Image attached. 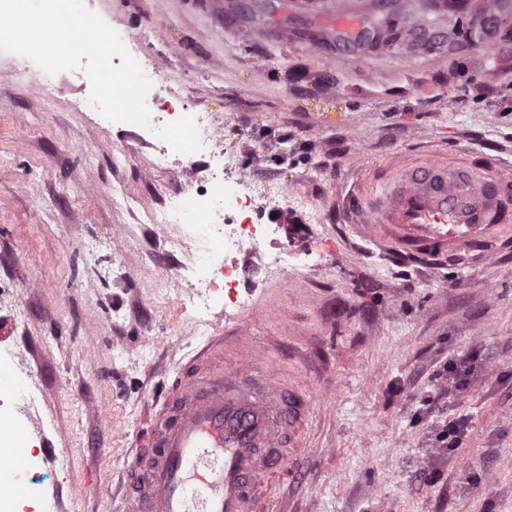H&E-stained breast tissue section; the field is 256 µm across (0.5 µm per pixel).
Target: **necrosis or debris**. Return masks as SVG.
<instances>
[{
    "instance_id": "necrosis-or-debris-1",
    "label": "necrosis or debris",
    "mask_w": 512,
    "mask_h": 512,
    "mask_svg": "<svg viewBox=\"0 0 512 512\" xmlns=\"http://www.w3.org/2000/svg\"><path fill=\"white\" fill-rule=\"evenodd\" d=\"M178 103L174 92L160 87L148 93L150 127L145 135L155 146V163L168 165L180 149L208 157V173L193 194L173 197L159 208L145 204L141 210L146 223L175 227L173 248L192 257L184 274L189 293L206 309L217 291L236 293L242 273L239 256L244 250H251L278 278H287L288 254L278 246V226L254 223L253 216L264 205L287 203L288 193L234 176V156L225 152L215 121L178 111Z\"/></svg>"
}]
</instances>
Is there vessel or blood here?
Masks as SVG:
<instances>
[{
    "mask_svg": "<svg viewBox=\"0 0 512 512\" xmlns=\"http://www.w3.org/2000/svg\"><path fill=\"white\" fill-rule=\"evenodd\" d=\"M457 167L437 154L393 158L390 189L341 193L336 221L392 256L489 254L512 236V162L481 154L461 166L465 176ZM261 351L244 326L208 337L180 366L135 440L121 512H273L267 479L311 404L308 391L271 377Z\"/></svg>",
    "mask_w": 512,
    "mask_h": 512,
    "instance_id": "b4317fda",
    "label": "vessel or blood"
}]
</instances>
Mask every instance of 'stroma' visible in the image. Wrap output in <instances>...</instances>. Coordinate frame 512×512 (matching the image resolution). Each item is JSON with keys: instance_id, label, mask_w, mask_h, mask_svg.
<instances>
[{"instance_id": "35a3bbf8", "label": "stroma", "mask_w": 512, "mask_h": 512, "mask_svg": "<svg viewBox=\"0 0 512 512\" xmlns=\"http://www.w3.org/2000/svg\"><path fill=\"white\" fill-rule=\"evenodd\" d=\"M240 2H95L152 47L189 111L218 114L238 171L307 201L281 229L287 281L257 269L204 327L185 256L128 200L190 193L186 172L207 158L157 168L139 127L104 132L77 110L68 73L35 94L0 56V341L20 353L0 384L24 376L5 409L33 419L18 439L47 459L15 493L58 496L62 512L118 507L141 416L176 362L247 324L313 389L299 473L276 479L285 512H512V245L487 264L422 267L331 213L338 190L395 154L512 158V33L433 49L428 26L466 19L474 0H428L413 44L355 60L324 0ZM461 358L474 370L448 391L435 374ZM458 420L468 430L444 448Z\"/></svg>"}]
</instances>
